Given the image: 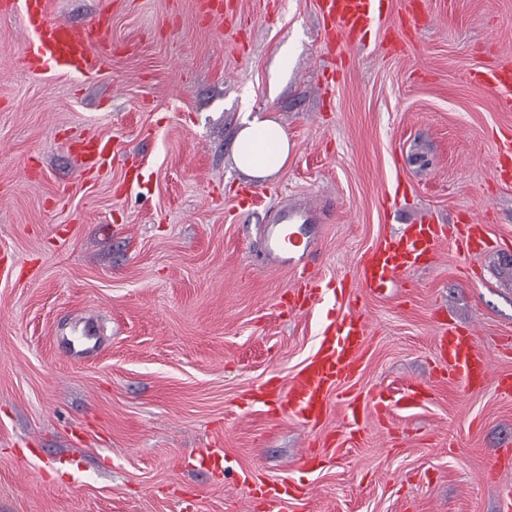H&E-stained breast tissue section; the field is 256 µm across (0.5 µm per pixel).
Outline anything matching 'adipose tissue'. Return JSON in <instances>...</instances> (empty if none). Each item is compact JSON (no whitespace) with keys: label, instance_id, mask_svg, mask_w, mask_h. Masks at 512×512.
I'll return each instance as SVG.
<instances>
[{"label":"adipose tissue","instance_id":"ef3b65f1","mask_svg":"<svg viewBox=\"0 0 512 512\" xmlns=\"http://www.w3.org/2000/svg\"><path fill=\"white\" fill-rule=\"evenodd\" d=\"M290 143L285 129L275 120L252 118L243 121L234 141L237 167L264 177L280 170L288 161Z\"/></svg>","mask_w":512,"mask_h":512}]
</instances>
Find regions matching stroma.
Masks as SVG:
<instances>
[{
	"instance_id": "35a3bbf8",
	"label": "stroma",
	"mask_w": 512,
	"mask_h": 512,
	"mask_svg": "<svg viewBox=\"0 0 512 512\" xmlns=\"http://www.w3.org/2000/svg\"><path fill=\"white\" fill-rule=\"evenodd\" d=\"M196 3L51 0L73 24L112 15L120 51L89 82L28 72L21 19L0 16V253L16 268L0 279V512H296L246 503L244 471L313 487L311 512H499L512 399L448 382L435 338L477 326L495 372L512 375V181L492 167L512 110L469 80L512 64V0H423L434 20L407 47L382 49L378 31L344 66L316 0H232L231 27ZM247 114L288 132L273 175L234 165ZM88 136L124 152L93 178L69 148ZM128 159L141 189L123 187ZM398 182L405 194L384 211ZM314 200L332 204L313 261L327 294L296 313L279 304L295 274L254 255L280 204ZM471 215L497 249L465 262L443 243L406 287L366 302L357 391L421 382L428 400L369 415L364 443L305 467L339 407L311 431L245 413L246 393L311 354L337 277L379 237ZM85 313L100 351L78 361L55 337ZM215 446L220 475L192 462Z\"/></svg>"
}]
</instances>
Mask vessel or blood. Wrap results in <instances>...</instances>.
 I'll list each match as a JSON object with an SVG mask.
<instances>
[{"instance_id": "1", "label": "vessel or blood", "mask_w": 512, "mask_h": 512, "mask_svg": "<svg viewBox=\"0 0 512 512\" xmlns=\"http://www.w3.org/2000/svg\"><path fill=\"white\" fill-rule=\"evenodd\" d=\"M317 7L326 25L327 43L334 51L367 46L368 36L388 23L396 29L421 25L419 13L413 8L399 20H390L389 0H317ZM0 13L21 15L26 31L23 60L31 73L50 69L92 79L112 62L109 12H101L87 24L73 25L53 18L50 0H0ZM470 79L475 84L494 87L500 104L512 109L511 64L473 71ZM71 148L82 158L89 174L101 172L119 153L111 140L101 137L75 140ZM320 221V205H284L261 241L263 260L297 271L295 284L283 293L281 302L299 312L322 299L318 281L308 271L309 254L301 249L303 240L315 239ZM446 241L453 242L465 258L492 244L483 224L473 217L467 223L448 226L426 218L406 225L399 234L383 235L360 256L353 273L342 276L335 296L337 314L320 330L310 356L287 377L274 376L255 386L250 393L251 402L274 408L283 419L304 427L314 429L321 425L330 396L340 393V386L349 384L361 369L369 330L366 299L384 294L404 275L433 262ZM74 329L73 336L61 337L60 342L73 357L81 358L92 349L98 334L97 322L94 317H82ZM438 350L449 380L469 388L492 382L501 395L512 398V376L493 373L489 358L479 347L476 329L442 330ZM426 393L425 386L411 383L397 398L381 391L372 393L367 406L357 395L341 393L339 430L336 437L325 440V449L335 454L363 441L367 435V408H374L380 416L396 407L412 409Z\"/></svg>"}]
</instances>
